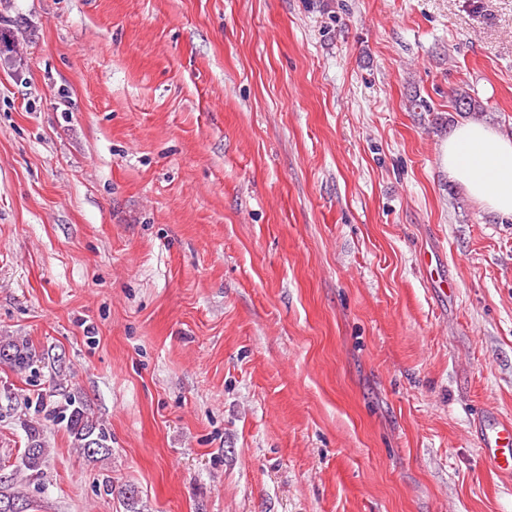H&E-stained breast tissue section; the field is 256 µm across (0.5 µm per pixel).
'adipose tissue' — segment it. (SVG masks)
Listing matches in <instances>:
<instances>
[{"label": "adipose tissue", "instance_id": "ef3b65f1", "mask_svg": "<svg viewBox=\"0 0 512 512\" xmlns=\"http://www.w3.org/2000/svg\"><path fill=\"white\" fill-rule=\"evenodd\" d=\"M449 181L487 213L512 215V136L478 120L457 123L439 150Z\"/></svg>", "mask_w": 512, "mask_h": 512}]
</instances>
